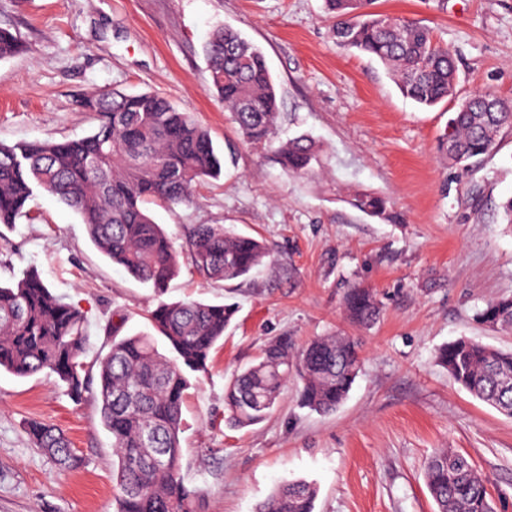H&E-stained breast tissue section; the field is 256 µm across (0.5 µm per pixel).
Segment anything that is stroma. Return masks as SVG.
Instances as JSON below:
<instances>
[{"mask_svg":"<svg viewBox=\"0 0 512 512\" xmlns=\"http://www.w3.org/2000/svg\"><path fill=\"white\" fill-rule=\"evenodd\" d=\"M376 11L421 21L452 51L458 92L512 103V0H376ZM224 25L260 46L280 98L279 138L302 133L322 154L317 174L274 164L246 143L208 91L204 46ZM0 28L25 49L0 61V142L79 138L94 126L81 107L97 91H151L193 112L224 159L219 179L190 202L151 205L172 237L179 273L165 295L115 266L79 215L43 194L27 216L0 224V283L33 273L86 318L83 361L94 367L113 338L149 331L159 300L223 302L201 280L187 242L197 224L263 238L279 263L235 285L239 311L192 375L183 408V469L201 512H254L282 480L317 488L314 512H434L423 466L448 448L484 479L496 512H512V418L456 384L436 360L460 337L512 349V332L477 315L512 297V130L472 167L451 165L438 141L457 109H424L386 69L340 48L323 0H0ZM384 198L395 218L371 217L352 196ZM381 304L369 328L344 312L349 288ZM296 346L319 336L362 344L361 370L329 414L299 404L289 382L277 410L236 428L224 387L273 337ZM51 423L81 463L65 469L33 445L28 425ZM112 437L96 400L75 399L56 375L0 371V512H114Z\"/></svg>","mask_w":512,"mask_h":512,"instance_id":"1","label":"stroma"}]
</instances>
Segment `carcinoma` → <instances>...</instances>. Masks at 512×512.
<instances>
[{"label": "carcinoma", "instance_id": "obj_1", "mask_svg": "<svg viewBox=\"0 0 512 512\" xmlns=\"http://www.w3.org/2000/svg\"><path fill=\"white\" fill-rule=\"evenodd\" d=\"M374 0H324L335 19L336 43L386 66L406 98L430 108L456 98L452 51L432 29L405 17L372 10ZM21 36L0 28V60L22 51ZM205 55L209 91L224 105L242 138L273 143L280 102L259 47L237 31L216 27ZM451 117L439 151L463 168L490 154L501 132L512 128V105L476 91ZM82 104L96 116L91 134L78 139L0 143V224L26 215L38 192L57 197L86 224L93 244L131 277L162 292L178 275L174 243L157 224L148 203L167 206L190 200L197 182L216 178L222 164L210 132L193 113L152 92H98ZM281 168L297 176L315 174L320 149L301 135L275 149ZM355 206L372 217L392 218L387 201L357 194ZM198 275L206 282H233L276 263L266 243L222 224H198L189 241ZM345 309L359 326L373 324L380 308L373 291L355 287ZM236 313L232 304L198 300L161 301L148 311L155 334L112 340L98 360V375L82 361L84 318L53 295L35 275L0 285V370L17 377L47 371L79 399L97 384L100 414L112 435L115 512H199V493L182 474V407L190 376L208 369L211 352L224 340ZM480 319L512 329V298L487 303ZM168 353L158 350L155 335ZM438 362L455 382L501 414L512 417V350L460 337L442 346ZM358 341L322 336L295 350L287 336L269 341L261 354L224 388V409L239 427L254 425L277 406L288 382L299 377L301 403L333 412L346 399L358 373ZM30 435L63 468L79 464L63 430L33 423ZM424 480L435 512H494L483 478L464 456L438 449L428 458ZM317 489L305 481L278 485L255 512H313Z\"/></svg>", "mask_w": 512, "mask_h": 512}]
</instances>
